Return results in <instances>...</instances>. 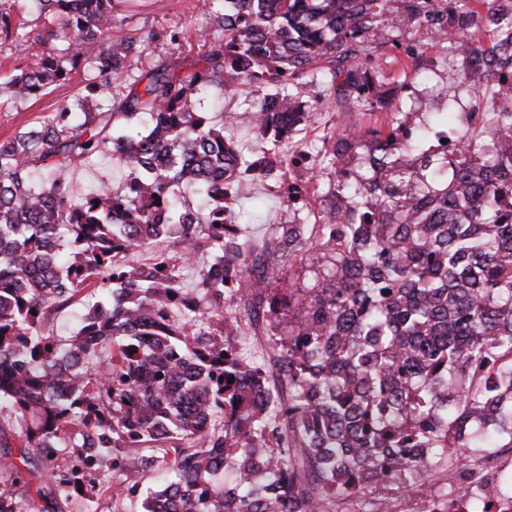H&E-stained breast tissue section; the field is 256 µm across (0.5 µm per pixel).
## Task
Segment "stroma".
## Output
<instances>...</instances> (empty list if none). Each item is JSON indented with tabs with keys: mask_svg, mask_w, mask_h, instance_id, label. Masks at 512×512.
<instances>
[{
	"mask_svg": "<svg viewBox=\"0 0 512 512\" xmlns=\"http://www.w3.org/2000/svg\"><path fill=\"white\" fill-rule=\"evenodd\" d=\"M213 8L212 0H118L113 11L112 34L121 37L127 34L152 35L149 54L136 61V68H144L156 62L173 65L183 63L188 54L203 52L204 37L200 29ZM179 28L187 31L188 38L179 43L169 42L165 31ZM401 46L418 45L424 67L420 79L413 86L399 92L393 99L394 109L415 113L420 125L432 123L435 113L449 112L450 125L458 134H465L467 125L461 112L467 101L469 85L461 78L455 63H444L439 71H430L434 59H443L442 46L431 42L415 29H402L397 33ZM86 77L84 70L72 73L67 82L49 88L43 94L25 104L0 108V141L8 139L18 131L37 125L64 102L77 96ZM256 94L248 88L237 95L224 94L220 87H206L195 98V108L210 119H217L222 112H240L256 103ZM376 115L366 112H331L318 115L310 123L303 124L296 137L308 139L310 135H324L328 131L340 132L353 126L364 128L375 126ZM109 181L113 188H120L124 176L108 160H94L73 168L70 183L78 194L87 192L100 180ZM266 205L265 221L249 225V236L260 238L269 232L271 225L287 220L286 204L283 199L271 193L266 183L253 181L239 192L238 208L250 212L256 200Z\"/></svg>",
	"mask_w": 512,
	"mask_h": 512,
	"instance_id": "1",
	"label": "stroma"
}]
</instances>
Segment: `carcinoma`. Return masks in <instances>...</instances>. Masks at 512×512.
<instances>
[{
  "instance_id": "obj_1",
  "label": "carcinoma",
  "mask_w": 512,
  "mask_h": 512,
  "mask_svg": "<svg viewBox=\"0 0 512 512\" xmlns=\"http://www.w3.org/2000/svg\"><path fill=\"white\" fill-rule=\"evenodd\" d=\"M15 3L0 0V40L33 32L44 51L0 97L22 104L70 66L94 77L0 142V448L19 443L26 497L12 512H95L91 448L107 474H157L141 512H393L392 484L422 512L512 501V109L496 88L512 71V0H215L204 52L116 85L146 47L112 38L113 0H39L25 35ZM416 26L471 52L486 106L462 137L436 113L429 147L390 94L361 98L384 78L364 59ZM213 84L270 90L277 107L213 122L194 109ZM332 104L384 126L322 145L318 218L261 239L224 231L228 172L288 169L285 142ZM244 116L245 149L224 134ZM105 157L122 191L73 193L71 168ZM199 256L189 293L181 272ZM87 288L106 302L65 338L47 328Z\"/></svg>"
}]
</instances>
